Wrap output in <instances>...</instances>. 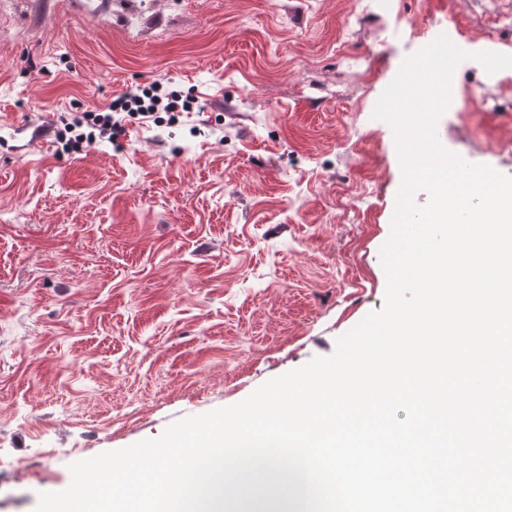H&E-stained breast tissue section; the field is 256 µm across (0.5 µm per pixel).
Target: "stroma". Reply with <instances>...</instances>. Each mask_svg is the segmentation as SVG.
<instances>
[{
    "mask_svg": "<svg viewBox=\"0 0 512 512\" xmlns=\"http://www.w3.org/2000/svg\"><path fill=\"white\" fill-rule=\"evenodd\" d=\"M459 32L442 146L512 176V0H0V512L326 357L381 309L403 181L373 112ZM193 101L71 153L67 112Z\"/></svg>",
    "mask_w": 512,
    "mask_h": 512,
    "instance_id": "obj_1",
    "label": "stroma"
}]
</instances>
